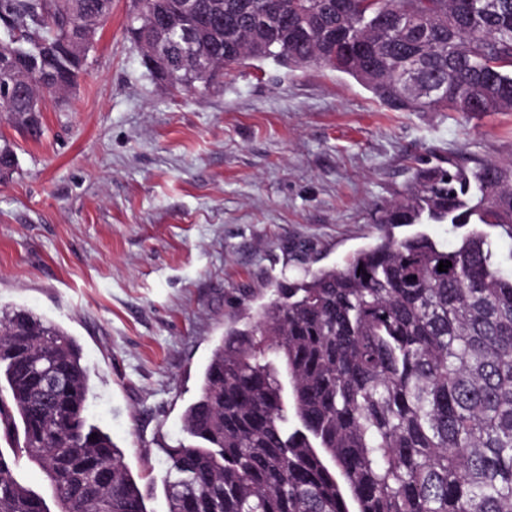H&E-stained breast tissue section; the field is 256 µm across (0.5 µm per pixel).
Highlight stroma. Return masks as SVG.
Returning a JSON list of instances; mask_svg holds the SVG:
<instances>
[{"label": "stroma", "mask_w": 512, "mask_h": 512, "mask_svg": "<svg viewBox=\"0 0 512 512\" xmlns=\"http://www.w3.org/2000/svg\"><path fill=\"white\" fill-rule=\"evenodd\" d=\"M112 12L39 135L0 112V306L82 348L88 421L112 436L148 512H168L166 447L226 325L277 279L342 266L383 234L417 159L512 163V112H392L323 65L244 61L223 86L155 82Z\"/></svg>", "instance_id": "stroma-1"}]
</instances>
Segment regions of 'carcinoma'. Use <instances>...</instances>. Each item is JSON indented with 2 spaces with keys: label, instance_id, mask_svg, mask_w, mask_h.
Wrapping results in <instances>:
<instances>
[{
  "label": "carcinoma",
  "instance_id": "1",
  "mask_svg": "<svg viewBox=\"0 0 512 512\" xmlns=\"http://www.w3.org/2000/svg\"><path fill=\"white\" fill-rule=\"evenodd\" d=\"M188 2L222 23L151 34V14ZM497 2L132 0L126 31L143 58L182 44L165 81L181 94L254 60L327 66L392 112H512V0ZM111 12L112 0H0V24L26 43L0 44L12 125L40 132L39 101L75 86ZM46 68L61 85L27 86ZM412 70L437 91H409ZM377 223L385 234L343 267L277 281L224 331L183 414L189 440L167 449L168 512H512V274L490 232L512 235V163L417 167ZM426 223L452 225L456 243L393 233ZM87 393L74 337L0 309V437L42 469L58 512H148L112 436L88 423ZM14 466L0 452V512H48Z\"/></svg>",
  "mask_w": 512,
  "mask_h": 512
}]
</instances>
